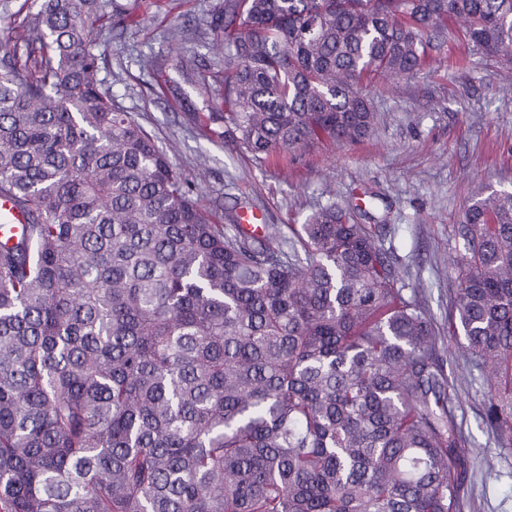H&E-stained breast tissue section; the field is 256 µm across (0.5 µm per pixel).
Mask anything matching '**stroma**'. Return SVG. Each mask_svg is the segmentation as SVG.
<instances>
[{
    "mask_svg": "<svg viewBox=\"0 0 512 512\" xmlns=\"http://www.w3.org/2000/svg\"><path fill=\"white\" fill-rule=\"evenodd\" d=\"M133 24L103 26L100 76L132 112L205 205L225 211L250 202L269 224H303L329 197L374 199L386 220L406 290L417 291L442 331L440 353L451 406L470 450L463 512H512V448L483 421L487 391L449 335L448 313L463 253L457 232L480 189L512 190V62L473 51L449 33L425 69L375 83L381 120L360 144L317 146L272 164L210 135L220 111L206 22L219 0H118ZM35 0H0V55L19 49ZM155 57L148 71L142 59Z\"/></svg>",
    "mask_w": 512,
    "mask_h": 512,
    "instance_id": "stroma-1",
    "label": "stroma"
}]
</instances>
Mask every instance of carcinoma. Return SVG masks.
I'll return each mask as SVG.
<instances>
[{
	"instance_id": "cac0c4a2",
	"label": "carcinoma",
	"mask_w": 512,
	"mask_h": 512,
	"mask_svg": "<svg viewBox=\"0 0 512 512\" xmlns=\"http://www.w3.org/2000/svg\"><path fill=\"white\" fill-rule=\"evenodd\" d=\"M117 0H40L0 57V512H461L438 328L385 224L211 212L99 78ZM512 61V0H224V133L256 157L368 137V86L448 38ZM449 326L512 447V191L477 195Z\"/></svg>"
}]
</instances>
